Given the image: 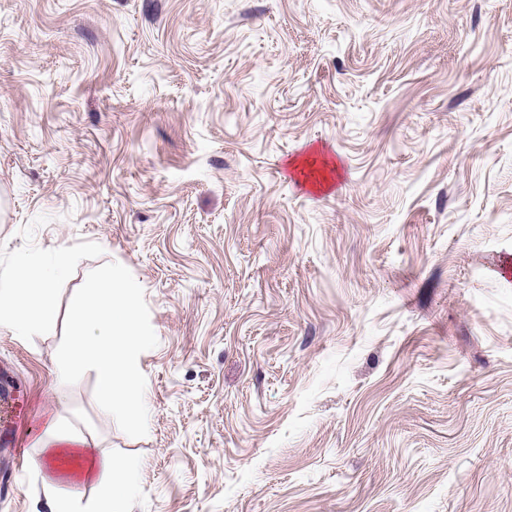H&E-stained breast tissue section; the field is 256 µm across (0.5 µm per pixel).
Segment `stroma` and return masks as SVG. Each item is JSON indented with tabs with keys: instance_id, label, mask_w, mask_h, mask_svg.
<instances>
[{
	"instance_id": "1",
	"label": "stroma",
	"mask_w": 512,
	"mask_h": 512,
	"mask_svg": "<svg viewBox=\"0 0 512 512\" xmlns=\"http://www.w3.org/2000/svg\"><path fill=\"white\" fill-rule=\"evenodd\" d=\"M60 247L59 322L0 328V512H48L50 411L129 512H512V0H0V272ZM111 261L141 438L56 360Z\"/></svg>"
}]
</instances>
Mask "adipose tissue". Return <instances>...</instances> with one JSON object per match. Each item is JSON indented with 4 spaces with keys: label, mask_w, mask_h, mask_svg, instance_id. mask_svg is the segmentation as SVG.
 Listing matches in <instances>:
<instances>
[{
    "label": "adipose tissue",
    "mask_w": 512,
    "mask_h": 512,
    "mask_svg": "<svg viewBox=\"0 0 512 512\" xmlns=\"http://www.w3.org/2000/svg\"><path fill=\"white\" fill-rule=\"evenodd\" d=\"M71 265L72 253L66 248L56 249L47 263L32 252L16 253L11 269L0 275V327L17 336L51 327L58 314L53 286L69 275ZM34 444L48 462L41 480L49 512H76L75 489L87 484L104 493L96 512H128L131 476L123 459L97 455L86 438L60 430L53 416L35 435Z\"/></svg>",
    "instance_id": "ef3b65f1"
}]
</instances>
